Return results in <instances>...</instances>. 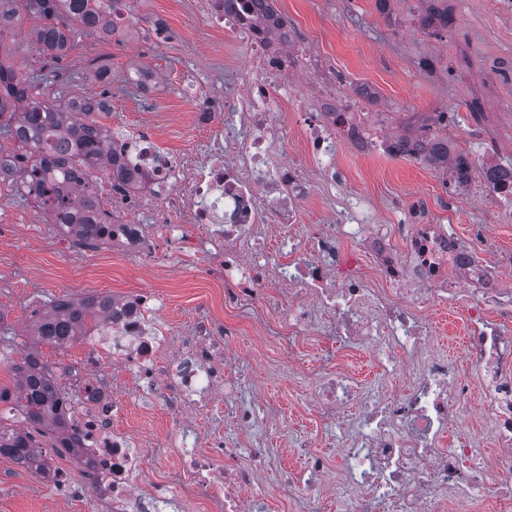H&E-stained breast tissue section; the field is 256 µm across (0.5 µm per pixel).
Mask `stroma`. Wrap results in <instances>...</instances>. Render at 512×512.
I'll return each instance as SVG.
<instances>
[{
	"mask_svg": "<svg viewBox=\"0 0 512 512\" xmlns=\"http://www.w3.org/2000/svg\"><path fill=\"white\" fill-rule=\"evenodd\" d=\"M196 5L197 0H143L141 21L163 18L170 29L159 48L145 50L134 38L107 43L73 26L64 56L50 63L35 39L40 18L22 11L18 0H0V10L15 14L0 24V51L19 76L45 72L41 92L47 97L84 99L102 92L119 101V118L129 126L150 112L168 126L165 147L181 150L194 142L188 105L179 94L187 67L216 66L242 79L249 71L247 53L199 24ZM275 6L312 61L294 77L303 94L314 92L329 74L341 75L349 86L372 88L385 111L454 114L448 131L461 136L468 152L512 163V0H448L447 27L430 32L419 24L425 0H390L384 12L376 0H275ZM101 64L109 68L103 82L92 76ZM137 66L161 78L164 88L155 98H137L129 84L128 72ZM338 164L349 189L378 223H396L401 211L420 201L435 219L451 220L457 236L470 239L475 225L482 224L494 250L512 254V213L490 206L474 189L449 195L433 169L411 158L360 157L343 149ZM46 222L44 211L15 183L0 185V225L15 227L8 253L11 276L0 284V328L13 338L12 347L0 352L1 388L16 389L15 362L29 341L32 312L44 303L89 292L119 298L161 288L168 298V320L184 327L212 301L205 263H198L193 277L171 281L107 250L84 246L68 256L55 249ZM432 319L435 347L448 349L449 363L472 376L463 345L449 342L464 330L460 316L439 309ZM264 354V365L252 369L255 381L288 420L280 426L259 420L256 434L275 454L278 469L291 475L300 471L294 439L304 432L321 434L323 451L337 455L335 433L322 428L309 409L306 373L289 368L287 355L274 344H267ZM85 481L84 472H76L73 492L65 493L0 457V512H98Z\"/></svg>",
	"mask_w": 512,
	"mask_h": 512,
	"instance_id": "35a3bbf8",
	"label": "stroma"
}]
</instances>
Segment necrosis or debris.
I'll return each instance as SVG.
<instances>
[{"instance_id": "1", "label": "necrosis or debris", "mask_w": 512, "mask_h": 512, "mask_svg": "<svg viewBox=\"0 0 512 512\" xmlns=\"http://www.w3.org/2000/svg\"><path fill=\"white\" fill-rule=\"evenodd\" d=\"M140 4L98 0L113 37L133 30L153 48L165 24L139 26ZM198 15L245 48L248 81L187 74L180 94L194 101L190 127L203 139L182 152L164 150L152 124L110 122L105 146L122 178H112L108 163L87 170L78 185L101 208L70 205L63 215L89 222L107 215L100 245L170 278L191 276L205 261L224 288V314L204 307L188 326L161 328L163 291L132 294L106 306L98 329L82 337L83 358L61 363L67 436L85 457L90 496L103 512H130L136 501L157 512L190 497L218 512H266L257 487L274 462L254 431L259 405L243 397L253 375L233 352L256 331L292 356L306 337L335 336L368 349L382 378L368 386L348 368L315 366L311 407L338 433L340 464L318 453L316 437H304V466L291 489L326 491L371 512L451 505L465 512L484 498L494 499L496 512H512V290L501 285V269L512 261L491 253L483 228L462 241L447 225L424 223L417 204L407 221L380 224L349 190L333 215H306L317 190L342 181L340 149L405 156L401 138L369 132L388 126L391 113L373 111L371 90L329 81L298 110V149L283 158L289 129L280 115L298 94L288 76L305 65L295 35L284 25L268 33L257 0H199ZM447 126V113L437 112L419 132L428 144L448 146L437 167L444 189L462 182L491 202H512V172L466 156L459 137L441 139ZM362 254L372 273L361 268ZM438 307L462 317L473 380L461 379L433 346L426 311ZM397 376L407 380L405 392L388 388ZM148 399L166 417L156 461L173 457L179 468L139 490L140 444L118 423ZM475 413L491 424L495 453L485 464L475 438L445 445L449 426Z\"/></svg>"}]
</instances>
